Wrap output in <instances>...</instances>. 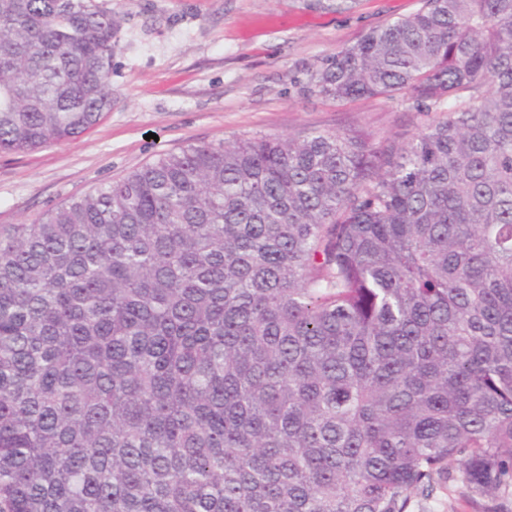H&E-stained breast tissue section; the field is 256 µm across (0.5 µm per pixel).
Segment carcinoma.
I'll return each mask as SVG.
<instances>
[{"instance_id":"1","label":"carcinoma","mask_w":512,"mask_h":512,"mask_svg":"<svg viewBox=\"0 0 512 512\" xmlns=\"http://www.w3.org/2000/svg\"><path fill=\"white\" fill-rule=\"evenodd\" d=\"M309 90L406 141L190 144L0 225V512L512 498V0H420ZM119 18L0 0V152L112 110Z\"/></svg>"}]
</instances>
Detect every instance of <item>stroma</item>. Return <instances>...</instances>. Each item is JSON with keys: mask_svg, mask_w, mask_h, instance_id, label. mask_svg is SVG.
<instances>
[{"mask_svg": "<svg viewBox=\"0 0 512 512\" xmlns=\"http://www.w3.org/2000/svg\"><path fill=\"white\" fill-rule=\"evenodd\" d=\"M120 18L111 112L77 139L0 153V225L31 222L163 152L256 135L357 127L418 133L402 99L337 102L308 90L321 58L415 12L419 0H102Z\"/></svg>", "mask_w": 512, "mask_h": 512, "instance_id": "35a3bbf8", "label": "stroma"}]
</instances>
